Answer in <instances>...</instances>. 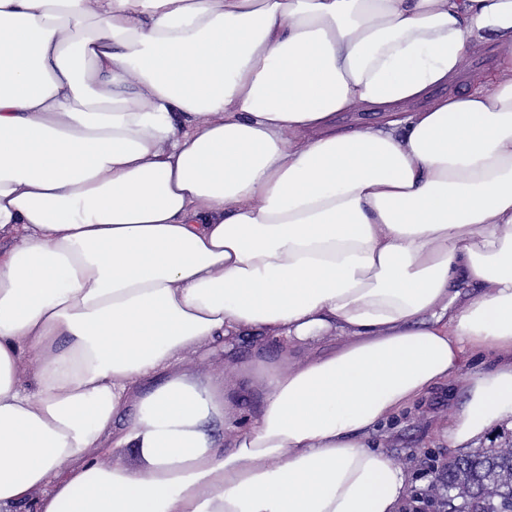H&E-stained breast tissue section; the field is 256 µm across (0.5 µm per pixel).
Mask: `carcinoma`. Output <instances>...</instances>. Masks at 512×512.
<instances>
[{"label": "carcinoma", "mask_w": 512, "mask_h": 512, "mask_svg": "<svg viewBox=\"0 0 512 512\" xmlns=\"http://www.w3.org/2000/svg\"><path fill=\"white\" fill-rule=\"evenodd\" d=\"M451 512H504L512 506V445L478 448L443 467Z\"/></svg>", "instance_id": "1"}]
</instances>
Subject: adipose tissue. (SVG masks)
<instances>
[{"instance_id": "obj_1", "label": "adipose tissue", "mask_w": 512, "mask_h": 512, "mask_svg": "<svg viewBox=\"0 0 512 512\" xmlns=\"http://www.w3.org/2000/svg\"><path fill=\"white\" fill-rule=\"evenodd\" d=\"M510 39L512 0H0V512H399L380 425L470 357L442 440L511 417L512 47L404 111ZM246 333L311 355L233 419L182 356ZM383 112L372 109H360L355 112L341 113L336 118V125L339 127H352L357 125H377L383 120Z\"/></svg>"}]
</instances>
